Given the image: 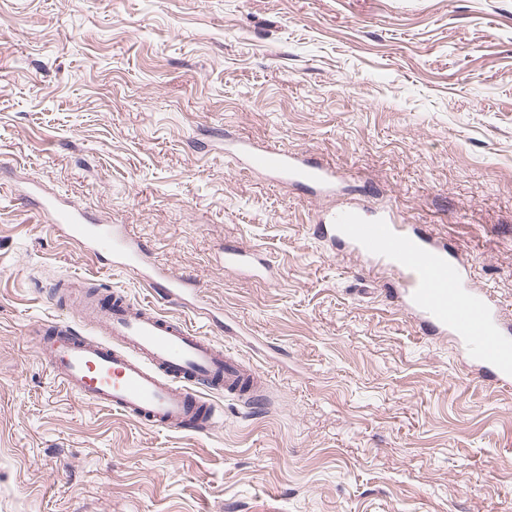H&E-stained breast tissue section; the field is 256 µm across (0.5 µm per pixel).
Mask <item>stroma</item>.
<instances>
[{
	"label": "stroma",
	"instance_id": "35a3bbf8",
	"mask_svg": "<svg viewBox=\"0 0 512 512\" xmlns=\"http://www.w3.org/2000/svg\"><path fill=\"white\" fill-rule=\"evenodd\" d=\"M228 134L340 188L241 169ZM34 179L191 276L264 402L213 396L191 435L54 382V283L153 295L63 243ZM350 202L446 240L512 318V0H0V512H512V386L319 241ZM228 246L268 276L225 271Z\"/></svg>",
	"mask_w": 512,
	"mask_h": 512
}]
</instances>
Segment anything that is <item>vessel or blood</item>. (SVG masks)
I'll return each mask as SVG.
<instances>
[{
    "label": "vessel or blood",
    "instance_id": "b4317fda",
    "mask_svg": "<svg viewBox=\"0 0 512 512\" xmlns=\"http://www.w3.org/2000/svg\"><path fill=\"white\" fill-rule=\"evenodd\" d=\"M224 149L254 171L324 196L335 194L340 182L334 167L277 146L236 139ZM39 198L44 218L63 239L136 273L165 302L204 311L196 284L149 262L125 225L90 220L78 206L44 192ZM316 232L370 268L394 271L401 306L422 329L470 352L481 376L512 384V322L447 242L401 223L392 210L354 203L325 214ZM53 293L73 317L42 323L36 345L66 393L149 428L198 433L216 424L210 393L245 405L263 401L262 373L202 330L116 290L78 299L62 282Z\"/></svg>",
    "mask_w": 512,
    "mask_h": 512
}]
</instances>
